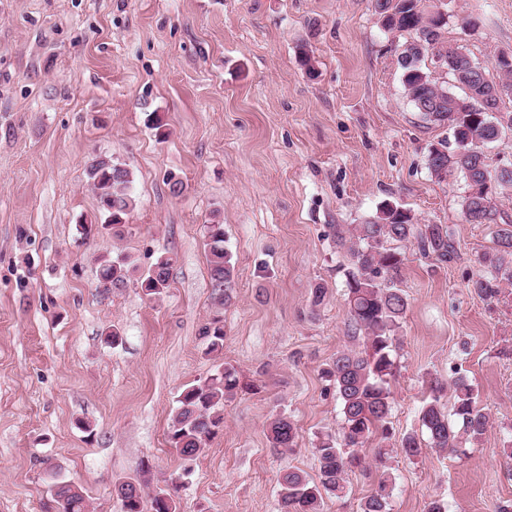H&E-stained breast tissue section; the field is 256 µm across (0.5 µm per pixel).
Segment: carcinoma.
Returning a JSON list of instances; mask_svg holds the SVG:
<instances>
[{"label":"carcinoma","instance_id":"1","mask_svg":"<svg viewBox=\"0 0 512 512\" xmlns=\"http://www.w3.org/2000/svg\"><path fill=\"white\" fill-rule=\"evenodd\" d=\"M374 9L383 18L389 30L407 32L414 37L421 34L444 33L448 21L424 8L422 0H373ZM407 96L421 119L442 125L446 121L456 148L448 152V174L457 173L464 179L466 194L463 213L471 224L496 226L495 247L479 254V270L470 280V287L480 297L498 298L503 285H512V220L504 216L490 196L484 194L486 182L494 184L495 194L504 195L512 189V168H492L477 150L489 145L506 130L512 131V111L505 113L510 126L501 120L496 124L480 119V115L502 110L506 101L512 102V59L497 60L492 64L497 76L477 78L460 89L455 97L468 102L465 111L426 112L424 107L436 98L431 86L423 81L424 68L399 60ZM497 85L506 90L504 97L489 95L487 87ZM93 186L98 207L106 215L109 225L126 223L134 199L131 195L132 178L123 168L118 170L112 160L97 156L86 168ZM337 245L348 248L355 267L346 282L350 325L357 332L352 340H362V347L340 352L328 368L322 371L341 402L343 423L339 437L321 439L315 446L319 462L318 481L313 482L299 470H287L279 478L280 512H321L327 496L341 497L345 493L347 472L362 464L359 449L384 424L391 412L392 393L389 381L395 369L394 341L400 323L408 309V299L400 288L405 255L390 247L391 242L415 240L421 255L437 264H446L456 257V248L443 224H416L411 213L392 203H383L377 216L347 230L336 229ZM205 243L207 266L218 300H230L234 280V265L224 248V225H206ZM127 259L103 257L98 262L100 286L119 288L124 284ZM172 261L161 257L151 265L141 281V289L148 296L158 297L169 288ZM206 344V354H219L224 349V324L212 318L200 329ZM241 387L238 371L226 364L203 380L186 387L178 396L168 438L179 454L190 459L204 447L224 426V401L232 398ZM454 397V421H449L441 401L444 388ZM431 395L422 407L421 422L428 436V447L456 452L459 440L465 435L479 439L489 426V416L477 406L471 381L458 373L446 385L436 381L430 385ZM297 428L286 415H277L267 424V439L271 447L285 450L294 447ZM404 456L411 460L422 452V442L415 434L403 436L398 444ZM124 512H143L142 485L120 482L115 489ZM152 509L155 512H178V505L170 490H155ZM391 489L381 479L361 504V512H390ZM56 512H86L84 493L69 482L55 485Z\"/></svg>","mask_w":512,"mask_h":512}]
</instances>
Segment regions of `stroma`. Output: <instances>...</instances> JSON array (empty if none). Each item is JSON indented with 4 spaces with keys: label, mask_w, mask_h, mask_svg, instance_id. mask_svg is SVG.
<instances>
[{
    "label": "stroma",
    "mask_w": 512,
    "mask_h": 512,
    "mask_svg": "<svg viewBox=\"0 0 512 512\" xmlns=\"http://www.w3.org/2000/svg\"><path fill=\"white\" fill-rule=\"evenodd\" d=\"M440 6L448 40L473 57L512 52V0ZM467 17L479 28H463ZM406 39L372 0H0V512H45L62 480L91 512H121L115 484L139 479L148 495L172 487L180 512H278L280 473L317 476L313 448L342 424L321 377L352 334V264L336 228L365 223L385 201L447 225L457 256L440 265L402 243L394 451L377 468L372 437L322 512H360L383 476L391 512L512 502V285L492 302L469 286L495 227L468 223L463 180L426 166L430 144L451 135L413 110L396 61ZM303 45L316 77L299 62ZM95 156L132 174L126 224L103 225L86 178ZM172 172L185 183L178 196ZM82 223L99 230L83 237ZM213 223L235 266L220 310L205 251ZM117 254L124 285L99 288L97 257ZM162 256L172 278L152 298L141 280ZM217 312L216 358L199 330ZM112 329L116 347L103 341ZM219 360L245 386L225 403L223 430L181 459L168 439L177 397ZM456 372L472 381L487 431L466 455L427 448L406 459L397 445L421 434L430 381ZM279 413L298 428L289 450L266 437Z\"/></svg>",
    "instance_id": "1"
}]
</instances>
